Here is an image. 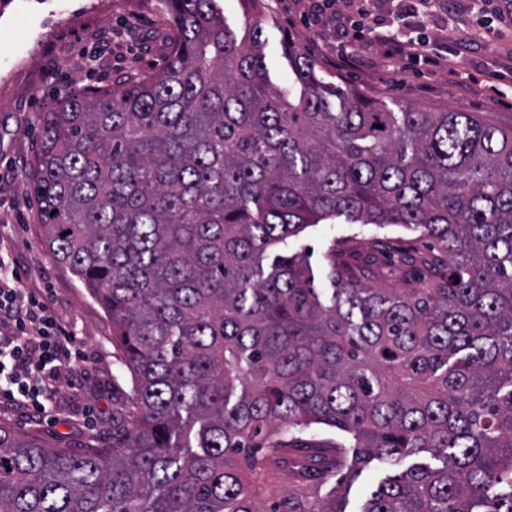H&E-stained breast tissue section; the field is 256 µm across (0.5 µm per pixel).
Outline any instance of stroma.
Segmentation results:
<instances>
[{
  "label": "stroma",
  "mask_w": 512,
  "mask_h": 512,
  "mask_svg": "<svg viewBox=\"0 0 512 512\" xmlns=\"http://www.w3.org/2000/svg\"><path fill=\"white\" fill-rule=\"evenodd\" d=\"M307 0H259L266 64L273 87L292 81L286 48L296 44L342 87L373 98L423 107L476 112L512 127V29L487 30L468 18L467 0H444L449 19L466 16L462 41L444 40L435 27L431 43L452 61L451 72L399 68L385 47L364 44L362 63L340 69L333 31L306 27ZM171 22L158 0H8L0 7V239L10 248L25 287L48 296L59 319L81 339L85 361L76 388L58 399L57 423L35 422L0 399V423L80 455L112 443V418L128 403L132 380L112 345V324L72 273L52 257L39 225L37 203L25 173L40 147L39 117L65 93L108 87L118 78H142L163 67ZM384 238L397 254H413L428 241L400 226L318 224L289 242L308 250L314 285L327 287L325 254L338 243L346 254H370L372 237ZM388 472L379 462L358 476L333 478L316 490L326 498L339 486L346 512H360L368 489Z\"/></svg>",
  "instance_id": "1"
}]
</instances>
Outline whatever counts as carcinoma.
I'll return each mask as SVG.
<instances>
[{
    "instance_id": "obj_1",
    "label": "carcinoma",
    "mask_w": 512,
    "mask_h": 512,
    "mask_svg": "<svg viewBox=\"0 0 512 512\" xmlns=\"http://www.w3.org/2000/svg\"><path fill=\"white\" fill-rule=\"evenodd\" d=\"M159 3L165 66L56 101L26 173L133 393L83 455L0 425V512H341L303 482L424 453L361 512H512V128L349 92L297 46L276 89L259 21ZM338 219L422 230L420 287L371 284L379 243L331 244L326 294L277 254ZM241 459L297 483L263 508Z\"/></svg>"
}]
</instances>
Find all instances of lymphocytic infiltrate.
Masks as SVG:
<instances>
[{
    "instance_id": "f902f5d3",
    "label": "lymphocytic infiltrate",
    "mask_w": 512,
    "mask_h": 512,
    "mask_svg": "<svg viewBox=\"0 0 512 512\" xmlns=\"http://www.w3.org/2000/svg\"><path fill=\"white\" fill-rule=\"evenodd\" d=\"M372 41L389 47L391 55L426 61L433 70L451 68L450 59L436 53L428 39L400 40L378 30ZM7 252L0 242V396L51 421L57 396L75 386L62 372L81 362V342L59 324L47 298L24 288Z\"/></svg>"
}]
</instances>
